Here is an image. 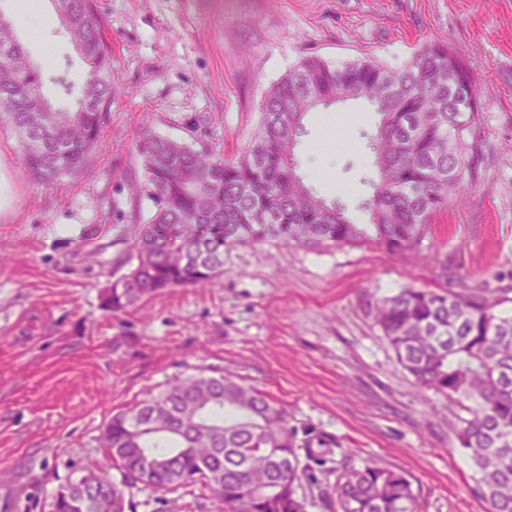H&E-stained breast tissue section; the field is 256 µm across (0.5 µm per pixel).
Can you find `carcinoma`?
Wrapping results in <instances>:
<instances>
[{
    "mask_svg": "<svg viewBox=\"0 0 512 512\" xmlns=\"http://www.w3.org/2000/svg\"><path fill=\"white\" fill-rule=\"evenodd\" d=\"M62 2L84 74L77 86L66 67L49 79L74 98L70 107L51 104L12 21L0 24V124L17 135L25 176L45 184L82 171L100 151L115 95L112 51L91 0ZM483 94L448 43L431 41L397 68L376 58L302 59L268 90L257 131L234 159L144 132L143 177L129 191L153 210L138 226L137 263L112 282L108 306L121 310L165 288L207 287L224 273V255L266 240L411 247L436 213L464 202L475 186ZM350 99L370 102L380 116L375 132L364 134L376 171L372 195L358 203L367 224L348 216L343 197L315 195L294 160L306 114ZM503 303L475 288L403 287L373 306L419 389L469 402L456 437L489 512H512V313L499 309ZM297 434L286 410L254 386L224 375L177 379L112 416L105 464L83 486L66 484L69 495L57 492L53 512H102L109 500L126 512L131 488L171 493L192 484L223 500L224 512H307L297 449L316 457L315 448L330 443ZM323 482L319 495L333 512H421L402 470L345 465Z\"/></svg>",
    "mask_w": 512,
    "mask_h": 512,
    "instance_id": "1",
    "label": "carcinoma"
}]
</instances>
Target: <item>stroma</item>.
I'll return each mask as SVG.
<instances>
[{
    "mask_svg": "<svg viewBox=\"0 0 512 512\" xmlns=\"http://www.w3.org/2000/svg\"><path fill=\"white\" fill-rule=\"evenodd\" d=\"M117 90L102 152L45 186L24 176L0 125V512H51L60 486L103 463L113 414L187 376L243 379L284 407L299 435L331 440L304 459L308 512H331L312 477L375 461L405 470L423 512H487L455 431L460 409L421 397L371 308L405 286L488 289L512 310V0H93ZM39 38L15 34L44 74L82 63L51 0ZM432 40L486 89L477 187L448 207L414 251L373 245L234 249L206 288L161 290L120 311L108 290L136 263L132 243L153 205L133 202L142 131L233 158L254 133L266 92L308 56L407 62ZM364 101L306 115L295 160L318 196H369ZM132 512H224L194 484L130 491Z\"/></svg>",
    "mask_w": 512,
    "mask_h": 512,
    "instance_id": "obj_1",
    "label": "stroma"
}]
</instances>
